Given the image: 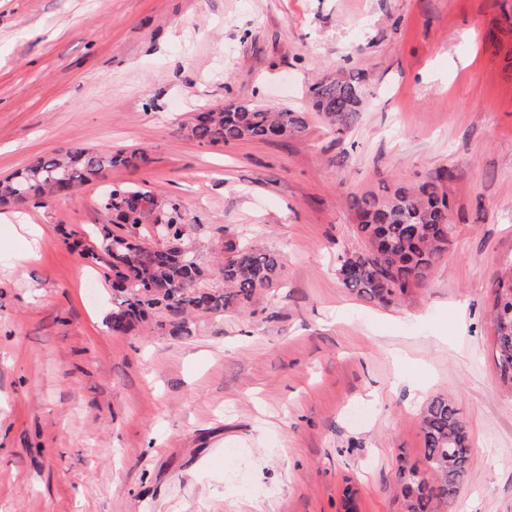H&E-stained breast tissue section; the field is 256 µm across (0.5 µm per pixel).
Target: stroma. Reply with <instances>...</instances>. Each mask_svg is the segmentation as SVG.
Wrapping results in <instances>:
<instances>
[{"instance_id":"stroma-1","label":"stroma","mask_w":512,"mask_h":512,"mask_svg":"<svg viewBox=\"0 0 512 512\" xmlns=\"http://www.w3.org/2000/svg\"><path fill=\"white\" fill-rule=\"evenodd\" d=\"M511 56L512 0H0V178L74 146L150 157L0 204V512H401L437 396L471 446L451 512H512L490 317L512 264ZM340 69L367 89L342 135L308 105ZM230 102L307 125L226 146L183 130ZM441 169L456 231L427 280L389 306L347 290L352 199ZM118 184L180 201L204 287L228 240L276 253L278 286L179 335L112 333V281L71 243L92 246Z\"/></svg>"}]
</instances>
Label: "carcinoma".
<instances>
[{
    "label": "carcinoma",
    "instance_id": "carcinoma-1",
    "mask_svg": "<svg viewBox=\"0 0 512 512\" xmlns=\"http://www.w3.org/2000/svg\"><path fill=\"white\" fill-rule=\"evenodd\" d=\"M366 98L361 79L342 73L310 88L309 106L342 134L357 121ZM304 115L288 108L267 109L253 103H229L219 110L196 113L186 126L189 135L210 145L240 141H267L277 130L280 137L305 130ZM149 162L146 152L101 151L75 146L63 153L41 157L26 169L0 178V201L46 200L65 196L105 170L137 167ZM450 177L443 170L417 187L400 186L390 195L353 200L360 222L358 232L369 250L344 258L340 264L346 288L370 301L390 304L414 283L426 280L439 257L448 250L455 233L451 207L443 190ZM99 204L111 216L110 225L92 230L102 253L83 248L79 256L105 262L112 279L114 333H126L165 312L173 334L185 330L186 319L196 313L244 309L256 295L276 283L278 256L251 245L225 250L224 288L200 287L204 271L187 247V225L181 222L180 204L163 201L138 186L112 187ZM162 222L175 226L173 236L157 245L142 240L138 228ZM119 226L120 231L112 230ZM495 331V359L512 367V319L503 325L491 310ZM425 466L403 465L398 479L405 512H444L458 498L468 475V432L455 405L435 397L421 418Z\"/></svg>",
    "mask_w": 512,
    "mask_h": 512
}]
</instances>
